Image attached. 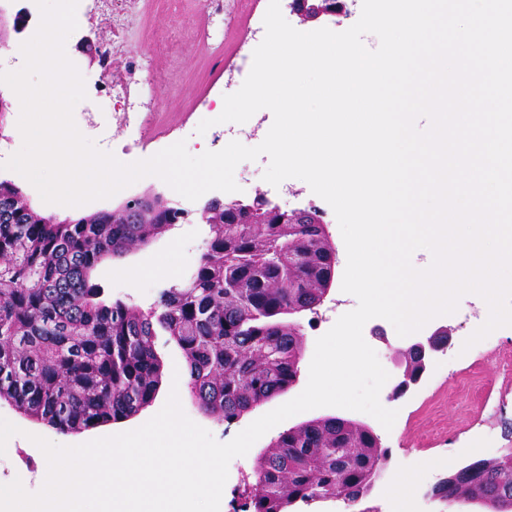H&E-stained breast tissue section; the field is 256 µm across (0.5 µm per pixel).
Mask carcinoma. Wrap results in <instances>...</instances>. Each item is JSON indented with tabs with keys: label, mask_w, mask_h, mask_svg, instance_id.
Masks as SVG:
<instances>
[{
	"label": "carcinoma",
	"mask_w": 512,
	"mask_h": 512,
	"mask_svg": "<svg viewBox=\"0 0 512 512\" xmlns=\"http://www.w3.org/2000/svg\"><path fill=\"white\" fill-rule=\"evenodd\" d=\"M20 194L0 180V402L64 434L130 418L158 392L160 330L185 357L192 397L217 421L239 418L294 381L304 335L285 316L313 310L328 281L332 247L315 225L273 209L231 216L209 199L211 237L193 274L144 311L100 300L91 271L181 223L184 211L168 204L139 223L110 210L60 221L18 203ZM386 464V449L366 429L307 420L255 464L252 512L330 499L354 507ZM431 494L478 495L493 512H512V448Z\"/></svg>",
	"instance_id": "1"
}]
</instances>
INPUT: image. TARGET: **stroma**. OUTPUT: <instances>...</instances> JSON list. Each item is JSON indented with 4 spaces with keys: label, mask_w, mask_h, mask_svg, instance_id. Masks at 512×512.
Returning <instances> with one entry per match:
<instances>
[{
    "label": "stroma",
    "mask_w": 512,
    "mask_h": 512,
    "mask_svg": "<svg viewBox=\"0 0 512 512\" xmlns=\"http://www.w3.org/2000/svg\"><path fill=\"white\" fill-rule=\"evenodd\" d=\"M242 15L234 26L222 22L207 23L194 0H144L126 33L130 53L112 58L113 73H123L135 64L136 74L146 91V112L150 119L140 129L131 131L112 123V101L105 98L96 80L103 66L92 57L88 42H108L113 34L92 19H83L69 36L66 52L85 80L87 98L74 109V121L84 136L96 146L120 158L147 159L162 149L186 141L191 154L211 150L210 134H197L198 124L212 118L216 98L236 92L247 77L250 67L242 59L252 56L264 38L254 31L255 18L266 12L269 0H238ZM16 116L7 112L0 124V180L19 187L31 205L40 213L59 218H76L110 209L123 197L153 190L169 194V186L160 178L147 176L124 189L122 195L97 200L77 208L44 203L38 191L17 172L2 168L14 146L13 127ZM268 157L241 162L234 177L240 186V198L248 199L263 192L282 209L315 208L319 210L334 242L344 272L347 259L345 244L330 205L315 195L303 180L289 178L279 186L267 183L263 174ZM189 217L150 244L132 250L121 258H106L92 272V280L102 286L105 299H122L141 309L154 305L163 288L182 282L194 270L210 237L209 227L200 219L201 202H187ZM142 272L137 282H129L125 269ZM357 306L356 298L333 284L324 302L314 311L299 314L304 334V355L299 365L296 384L287 394L244 413L233 422H218L203 414L190 390H182L180 401L185 414L208 430L222 443L230 441L253 421L297 397L306 387L309 363L318 337L326 333L337 319ZM486 303L477 295H464L455 313L432 319L429 329L447 328L452 345L447 349V367L429 370L422 382L398 400L388 402L397 413L392 429L384 427L371 415L336 407H321L296 414L257 440L249 453L233 458L228 478L243 485L253 474L259 453L268 448L286 430L302 421L336 416L370 427L380 445L388 452L385 474L379 475L363 506L374 512H402L403 502L389 495L388 475L416 472L420 480L412 493L427 497L428 512H458L457 507H444L429 499L431 487L448 473L473 461L500 455L512 448V326L493 331L471 348L464 341L487 319ZM365 341L376 351L384 369H391L406 338L398 336L393 325L382 318L368 321L363 328ZM168 387H161L153 403L128 420L111 423L79 434H61L20 416L8 404H0V416L20 428V435L7 443L0 455V484L12 482L19 475L28 478V491L41 487L40 473L47 461L31 441L44 437L56 444L74 446L93 439L136 429L164 406Z\"/></svg>",
    "instance_id": "stroma-1"
}]
</instances>
